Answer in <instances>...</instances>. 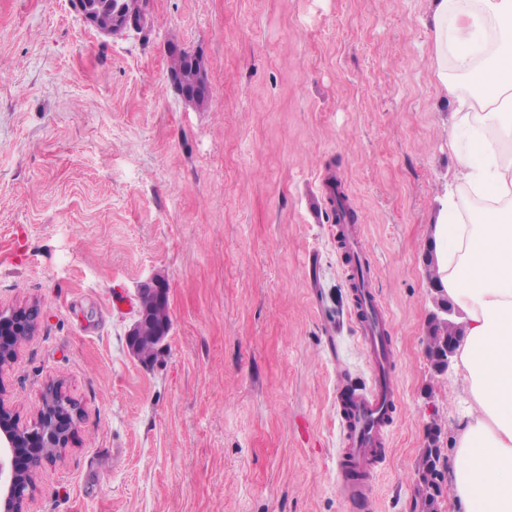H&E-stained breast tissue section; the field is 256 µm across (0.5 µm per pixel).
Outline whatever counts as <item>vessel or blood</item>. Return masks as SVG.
Instances as JSON below:
<instances>
[{"label": "vessel or blood", "instance_id": "obj_1", "mask_svg": "<svg viewBox=\"0 0 512 512\" xmlns=\"http://www.w3.org/2000/svg\"><path fill=\"white\" fill-rule=\"evenodd\" d=\"M336 236L344 254L359 258L364 251L360 225L337 224ZM356 287L352 316L362 336L371 366V383L364 388L342 387L336 394V412L343 429L338 459L345 501L368 507L372 501L370 478L385 458V432L396 411L391 373L393 352L385 308L371 287L368 265L354 273Z\"/></svg>", "mask_w": 512, "mask_h": 512}]
</instances>
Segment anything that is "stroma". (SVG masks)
Returning <instances> with one entry per match:
<instances>
[{"label":"stroma","mask_w":512,"mask_h":512,"mask_svg":"<svg viewBox=\"0 0 512 512\" xmlns=\"http://www.w3.org/2000/svg\"><path fill=\"white\" fill-rule=\"evenodd\" d=\"M432 0H150L112 39L68 0H0V309L38 304L0 380L20 425L61 382L84 411L30 512H351L337 372L369 375L328 187L363 229L391 320L398 415L374 512H421L429 420L454 456L466 395L426 356L424 253L458 189ZM204 54L208 104L168 78ZM162 273L172 329L125 336ZM168 56L170 59L169 72L180 77L187 85L194 84L197 80V74L190 64L187 52H184V54H170ZM134 319L126 334L130 355L143 363L151 362L166 345L172 322L159 320L157 311L169 307V285L161 273L142 281L135 291Z\"/></svg>","instance_id":"1"}]
</instances>
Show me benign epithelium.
Returning a JSON list of instances; mask_svg holds the SVG:
<instances>
[{
  "label": "benign epithelium",
  "instance_id": "7a95c632",
  "mask_svg": "<svg viewBox=\"0 0 512 512\" xmlns=\"http://www.w3.org/2000/svg\"><path fill=\"white\" fill-rule=\"evenodd\" d=\"M117 2L112 0V26L103 29L85 0H69L71 9L80 16L85 26L99 35L119 37L139 25L148 24V15L137 24L126 19L122 11L115 7ZM194 58L199 70L197 88H187L175 76H169L178 95L190 105L197 103L200 93H211L207 64L199 54ZM429 291L432 309L427 314V322L449 321L453 307L448 305V296L437 280L429 281ZM135 300L136 311L126 334V345L130 355L147 363L153 361L166 345L172 328V323L157 317L159 309L169 307L166 277L154 273L146 278L136 288ZM39 318L40 311L36 304L0 309V375L16 362L19 347L34 334ZM455 354L456 337L443 338L435 351L441 370L448 369ZM57 390H61L58 383L44 388L37 419L29 426L19 425L11 407L0 396V512H25L27 501L35 488L38 468L56 457L59 449L66 447L77 432L83 412L67 398L64 399L66 408L57 409L54 403ZM440 436L439 425L434 421L429 422L426 425L424 448L431 450L436 461L441 457Z\"/></svg>",
  "mask_w": 512,
  "mask_h": 512
}]
</instances>
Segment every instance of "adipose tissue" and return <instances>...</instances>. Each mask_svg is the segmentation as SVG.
<instances>
[{
  "instance_id": "1",
  "label": "adipose tissue",
  "mask_w": 512,
  "mask_h": 512,
  "mask_svg": "<svg viewBox=\"0 0 512 512\" xmlns=\"http://www.w3.org/2000/svg\"><path fill=\"white\" fill-rule=\"evenodd\" d=\"M435 74L455 103L448 145L472 204L436 221L443 286L464 315L468 396L449 473L464 512H512V0H434Z\"/></svg>"
}]
</instances>
